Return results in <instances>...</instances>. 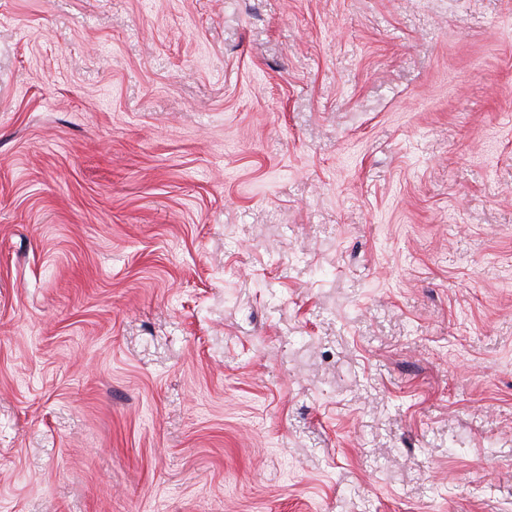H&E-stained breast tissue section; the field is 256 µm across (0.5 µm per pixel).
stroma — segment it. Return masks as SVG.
I'll list each match as a JSON object with an SVG mask.
<instances>
[{"mask_svg":"<svg viewBox=\"0 0 512 512\" xmlns=\"http://www.w3.org/2000/svg\"><path fill=\"white\" fill-rule=\"evenodd\" d=\"M0 512H512V0H0Z\"/></svg>","mask_w":512,"mask_h":512,"instance_id":"1","label":"stroma"}]
</instances>
